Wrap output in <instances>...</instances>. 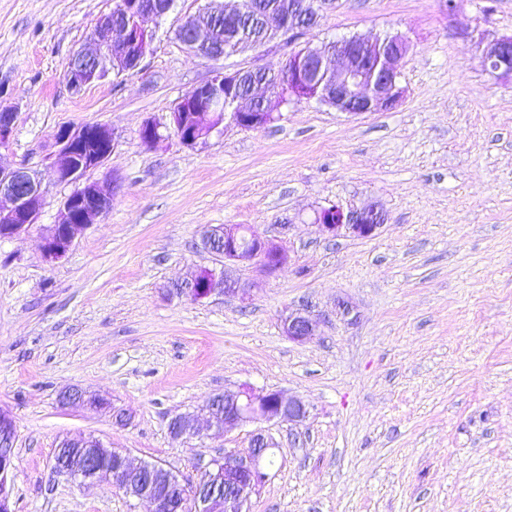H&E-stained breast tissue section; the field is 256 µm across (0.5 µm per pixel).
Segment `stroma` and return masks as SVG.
Here are the masks:
<instances>
[{
    "label": "stroma",
    "instance_id": "35a3bbf8",
    "mask_svg": "<svg viewBox=\"0 0 512 512\" xmlns=\"http://www.w3.org/2000/svg\"><path fill=\"white\" fill-rule=\"evenodd\" d=\"M206 0H176L139 67L73 94L69 57L113 0H0V106L17 114L0 165L35 171L37 224L0 242V410L15 425V512H151L108 483L55 470L89 435L196 482L252 426L178 442L169 419L246 385L301 398L245 512H512V78L487 71L481 38L512 35V0H328L316 26L211 60L175 40ZM399 34L402 100L351 116L316 100L265 127L224 121L196 146L171 113L221 70H279L306 45ZM161 134L153 146L144 123ZM102 123L111 208L48 264L42 238L69 185L52 167L62 126ZM373 204L376 236L321 233L316 211ZM280 243L274 274L239 264L247 298L192 301L173 283L217 269L211 226ZM316 336L283 332L292 310ZM79 389L107 406L65 405ZM127 424H118L117 412Z\"/></svg>",
    "mask_w": 512,
    "mask_h": 512
}]
</instances>
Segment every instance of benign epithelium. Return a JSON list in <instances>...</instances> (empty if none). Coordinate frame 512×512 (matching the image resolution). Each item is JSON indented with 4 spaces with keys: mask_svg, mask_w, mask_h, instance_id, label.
<instances>
[{
    "mask_svg": "<svg viewBox=\"0 0 512 512\" xmlns=\"http://www.w3.org/2000/svg\"><path fill=\"white\" fill-rule=\"evenodd\" d=\"M322 0H283V15L288 18V30L307 29L315 24ZM242 0H225L216 6L207 5L192 14L194 25L213 16L243 14ZM163 12L149 0H140L133 11L134 42L141 43V55L133 60L138 65L153 41V32L144 22L159 20ZM100 33L93 37L94 48L74 54L66 67L64 78L73 94H81L89 85L105 80L112 72L113 62L129 55V30L112 24L108 14L97 21ZM383 44L382 54L362 68L357 66L358 49ZM410 49L409 42L399 35L373 41L351 37L336 41V49L327 50L308 45L288 57L284 73L277 86L254 84L248 93L225 96L227 89L241 83L242 72H218L208 81L182 96L172 111L171 128L181 144L193 147L206 139L224 121V106L232 108L231 119L237 125L260 128L274 120V112L292 98H309L303 87L316 76L329 70L326 59H336V82L323 88L317 98L349 115L378 112L392 108L403 95L400 87L399 63ZM481 61L488 71L499 77L512 76V36L483 39L479 42ZM17 113L0 107V148L9 144L14 133ZM57 150L52 166L61 183L79 180L78 170L99 168L109 160L114 147V132L104 124L89 123L80 127H61L54 134ZM118 182L110 174L85 183L64 201L57 223L46 228L43 237L44 258L56 263L68 254L82 229L94 224L112 205ZM44 190L37 175L24 167L0 166V240L9 239L38 223L43 206ZM384 221L383 213L374 205L323 208L316 213L315 223L323 233L335 235L344 230L361 238H369ZM204 247L224 260V272L199 270L176 284L177 293L191 300H201L216 292L226 296L245 297L249 289L233 276L231 267L256 262L270 275L287 260L286 251L274 241L257 234L242 224L224 225L207 231ZM318 321L297 310L285 319L283 331L294 341H304L316 335ZM218 400L210 399L193 412L178 414L169 422V434L174 440L200 436V418H208L216 432L229 431L248 424L286 419L297 422L308 415L306 404L298 397L278 391L257 392L250 388L224 390V412L217 411ZM14 427L11 418L0 411V512H14L11 501V475L15 468L12 448ZM66 448H78L83 462L77 466L56 463L78 485L110 482L130 500H146L153 512H242L243 504L268 479L266 457L275 447L273 439L263 430L251 435L250 446L244 452L226 453L212 459L200 479L193 484V496L187 503H173L168 495L171 487L183 484L173 471L156 464L136 463L123 448H110L95 437L81 441H65ZM112 461V467L104 462Z\"/></svg>",
    "mask_w": 512,
    "mask_h": 512,
    "instance_id": "7a95c632",
    "label": "benign epithelium"
}]
</instances>
